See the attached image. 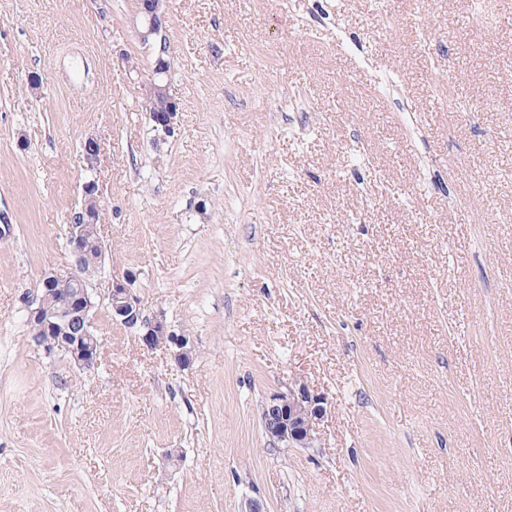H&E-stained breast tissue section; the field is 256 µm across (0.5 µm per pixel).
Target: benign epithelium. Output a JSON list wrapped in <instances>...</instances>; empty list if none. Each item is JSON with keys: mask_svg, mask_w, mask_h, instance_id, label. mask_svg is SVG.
<instances>
[{"mask_svg": "<svg viewBox=\"0 0 512 512\" xmlns=\"http://www.w3.org/2000/svg\"><path fill=\"white\" fill-rule=\"evenodd\" d=\"M139 14L141 41L159 44L158 62L145 85L149 117L162 136H172L177 130L179 102L172 90L169 48L162 37L168 23L164 0H139ZM82 150L86 170L94 171L102 151L100 140L92 135L85 138ZM96 219V214L84 208L70 221L67 243L73 264L45 276L43 295L31 301L27 309L28 324L37 327L33 335L35 344L47 353H66L74 366L83 369L98 363L101 348V338L94 326V314L100 302L88 280L104 264ZM133 282L130 273L112 278L107 296L112 320L133 331L143 346L150 349L164 346L178 364H190L194 357L190 337L175 333L162 315H144L132 294ZM59 295L71 298V302L52 321L44 313L45 302ZM325 412V398L300 384L286 393H274L266 400L261 412L263 433L272 447L309 448L315 440L316 425Z\"/></svg>", "mask_w": 512, "mask_h": 512, "instance_id": "obj_1", "label": "benign epithelium"}]
</instances>
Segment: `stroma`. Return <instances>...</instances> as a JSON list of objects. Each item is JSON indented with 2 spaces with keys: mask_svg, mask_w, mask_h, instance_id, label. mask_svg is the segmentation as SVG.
<instances>
[{
  "mask_svg": "<svg viewBox=\"0 0 512 512\" xmlns=\"http://www.w3.org/2000/svg\"><path fill=\"white\" fill-rule=\"evenodd\" d=\"M138 3L0 0V512H512V0H168L166 138ZM91 135L93 288L188 366L103 304L94 368L32 341ZM133 282L134 276L130 273L112 278L106 304L112 313V321L133 331L143 346L150 349L164 346L179 365H189L194 357L190 337L175 333L163 315H144L138 299L132 294ZM325 398L305 384L274 393L264 403L261 424L267 442L277 448H309L318 421L326 412Z\"/></svg>",
  "mask_w": 512,
  "mask_h": 512,
  "instance_id": "1",
  "label": "stroma"
}]
</instances>
